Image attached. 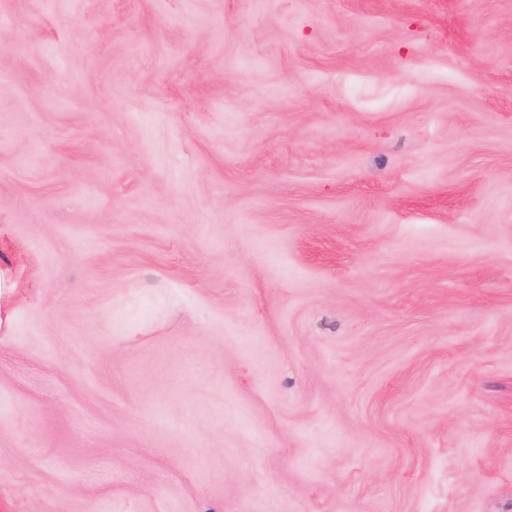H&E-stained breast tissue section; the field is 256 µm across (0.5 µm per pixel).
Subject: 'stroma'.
Returning a JSON list of instances; mask_svg holds the SVG:
<instances>
[{"instance_id": "1", "label": "stroma", "mask_w": 512, "mask_h": 512, "mask_svg": "<svg viewBox=\"0 0 512 512\" xmlns=\"http://www.w3.org/2000/svg\"><path fill=\"white\" fill-rule=\"evenodd\" d=\"M0 512H512V0H0Z\"/></svg>"}]
</instances>
